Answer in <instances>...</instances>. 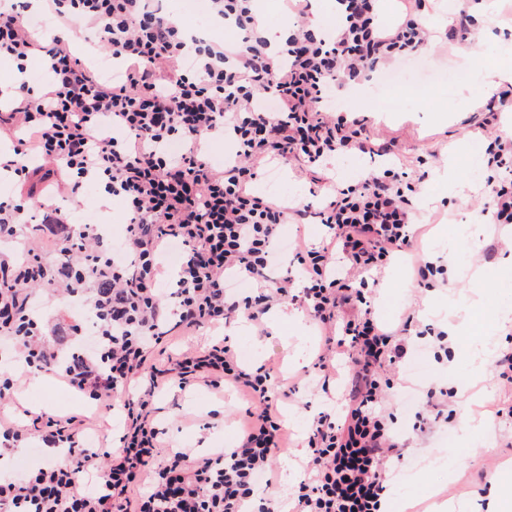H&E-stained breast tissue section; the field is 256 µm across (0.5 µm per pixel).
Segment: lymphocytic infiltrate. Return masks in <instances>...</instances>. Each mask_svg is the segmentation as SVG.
<instances>
[{"label":"lymphocytic infiltrate","mask_w":512,"mask_h":512,"mask_svg":"<svg viewBox=\"0 0 512 512\" xmlns=\"http://www.w3.org/2000/svg\"><path fill=\"white\" fill-rule=\"evenodd\" d=\"M215 17L243 33L227 43L187 39L151 0H42L50 26L37 30L28 0L0 10V58L26 73L38 60L46 81L19 80L0 131L17 135L15 159L0 164L18 181L40 179L57 192L96 184L122 200L128 222L121 248L96 225L76 227L60 207L32 208L0 197V341L23 368L52 374L96 406H121L118 440L90 445L88 417L51 412L20 422L0 415V446L58 451L67 464L0 469V512H275L256 498L276 483L273 458L287 428L280 406L288 386L272 367L251 369L228 340L182 353L173 367L151 364L170 336L263 317L285 302L299 305L325 332L312 373L330 380L331 354L347 359L340 412L314 420L304 463L308 478L290 512H381L385 473L398 447L380 372L405 360L412 339L444 351L448 334L405 313L400 330L379 322L359 281L410 250L416 213L401 174L384 170L341 188L323 187L322 246L298 252L301 277L273 276L285 224L306 208L251 190L261 169L304 158L311 169L338 154H391L373 142L363 112H329L330 91L368 73L415 58L428 33L413 15L396 27L378 22V0H338L342 22L328 36L306 29L304 0H285L300 19L272 49L254 0H210ZM82 24L124 70L107 79L74 56L68 33ZM231 139L234 156L214 163L208 141ZM57 261L44 263L38 242ZM178 247L174 269L164 257ZM248 286L229 291L228 279ZM76 304L93 319L84 334L69 310H32L39 294ZM235 388L248 401L238 443L210 454L164 451L154 422L159 393L197 382Z\"/></svg>","instance_id":"lymphocytic-infiltrate-1"}]
</instances>
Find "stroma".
<instances>
[{"instance_id":"1","label":"stroma","mask_w":512,"mask_h":512,"mask_svg":"<svg viewBox=\"0 0 512 512\" xmlns=\"http://www.w3.org/2000/svg\"><path fill=\"white\" fill-rule=\"evenodd\" d=\"M456 11L455 0H425L421 12L428 19L431 33L429 48L424 58L429 66L446 72L457 83L455 103L452 107L435 110L427 100L414 97L404 109L392 112L376 105L371 98L370 85H359L357 90L338 92L332 107L339 112L360 109L371 118V133L377 141H394L398 152V171L407 173L418 186L415 200L418 208V235L414 246L427 260L447 257L456 252L459 260L455 270L448 273L447 286L426 290L417 286L407 260L392 264L374 286L370 300L380 321L391 330L402 323L405 312L414 310L417 318L436 326H444L446 303L451 298L470 294L474 283L472 273H479L485 286L483 308H499L502 299L511 291L506 287L512 281V224L489 226L480 236L479 246H472L468 224L474 210L482 208L488 198L486 185L489 171L481 167L478 159L491 142L488 134L470 131L466 118L479 111L482 94L477 79L472 78L474 63L462 62L458 44L447 42L445 32ZM470 13L471 33L475 43L492 46L503 41L512 42V0H477ZM470 74L469 83H461L463 74ZM455 161L457 180L461 192L449 193L443 179L448 161ZM378 159L366 154L336 156L324 175L340 186L354 185L377 169ZM304 162L295 161L285 166L264 168L253 183L256 194L267 195L266 183L272 175H280L284 182L285 197L294 203H307L312 199V183ZM56 205L66 211L73 224H86L88 217L104 215L110 224H125L124 204L112 200L102 204L95 189L82 190L78 195L56 197ZM499 248L485 255L490 243ZM469 333L457 337L447 354L436 355L424 345H415V354L399 365H387L382 370L390 383H403L406 390L422 385L458 388L462 376L468 373V337L485 335L499 337L500 349H507L505 329L497 320L485 321L477 311L467 310ZM229 336L237 352L243 353L248 365L274 361L279 381L293 386L295 392L282 404V413L288 427V450L279 455L276 466L285 462L303 464L307 450L304 446L308 426L313 416L326 401L321 384L316 379L302 378L304 366L310 365L321 343L317 328L300 332L289 322L283 323L278 334H259L251 325L228 329H206L191 339L173 337L170 353H178L187 344L203 345L212 339ZM503 393L493 370H486L482 390L470 403L456 401L447 408V422L438 423L430 432L414 433L413 416L405 403H398L397 439L402 444V457L394 462L388 478L386 505L395 512L400 501H410L406 512H491V492L512 487V425L496 420L492 405ZM14 417L23 410L36 412H86L94 428L90 437L102 434L116 435L120 428L117 411L84 408L82 401L70 395L55 380L44 373H31L23 377L15 390ZM160 411L155 416L159 428L165 432L167 444L176 448H192L206 454L215 448L236 445L240 434V420L246 402L234 391L216 396L211 389L199 385L190 391L171 388L159 396ZM468 415L495 423L494 455L478 459L467 469L446 475L430 469L429 461L443 453H461L463 442L458 441V422ZM223 418L224 423L206 429V422Z\"/></svg>"}]
</instances>
